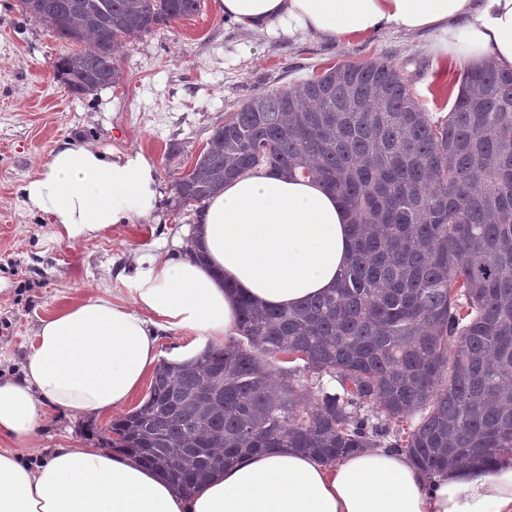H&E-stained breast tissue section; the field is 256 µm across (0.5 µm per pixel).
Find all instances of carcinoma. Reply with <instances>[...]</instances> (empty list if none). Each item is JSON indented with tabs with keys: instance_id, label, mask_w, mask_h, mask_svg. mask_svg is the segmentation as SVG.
<instances>
[{
	"instance_id": "carcinoma-1",
	"label": "carcinoma",
	"mask_w": 512,
	"mask_h": 512,
	"mask_svg": "<svg viewBox=\"0 0 512 512\" xmlns=\"http://www.w3.org/2000/svg\"><path fill=\"white\" fill-rule=\"evenodd\" d=\"M18 3L79 47L52 61L76 97L119 84L123 42L201 9ZM263 165L342 197L354 217L344 279L292 307L242 297L237 336L161 361L144 403L111 425L115 443L184 493L242 455L283 448L332 462L390 437L430 476L512 457V72L466 66L437 120L385 60L256 93L172 180L176 202L199 217L225 181Z\"/></svg>"
}]
</instances>
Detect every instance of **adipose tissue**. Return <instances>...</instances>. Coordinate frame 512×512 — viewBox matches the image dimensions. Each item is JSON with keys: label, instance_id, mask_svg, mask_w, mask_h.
<instances>
[{"label": "adipose tissue", "instance_id": "ef3b65f1", "mask_svg": "<svg viewBox=\"0 0 512 512\" xmlns=\"http://www.w3.org/2000/svg\"><path fill=\"white\" fill-rule=\"evenodd\" d=\"M247 29L283 26L346 42L378 30L441 33L440 50L512 70V0H219ZM30 208L71 244L113 225L150 221L155 166L142 154L61 142L25 185ZM352 216L312 178L259 168L207 203L205 254L139 258L128 299L99 295L42 319L22 377L0 380V437L25 440L49 412L124 409L158 360V330L213 339L233 332L237 296L272 308L322 295L351 258ZM236 292L225 289V282ZM0 512H512V463L431 477L387 448L333 465L295 451L250 454L191 496L137 458L57 448L27 465L0 448Z\"/></svg>", "mask_w": 512, "mask_h": 512}]
</instances>
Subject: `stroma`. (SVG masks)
<instances>
[{"mask_svg": "<svg viewBox=\"0 0 512 512\" xmlns=\"http://www.w3.org/2000/svg\"><path fill=\"white\" fill-rule=\"evenodd\" d=\"M435 40L392 30L347 43L258 33L225 19L217 0H203L198 15L123 43L120 84L78 98L51 67L67 44L23 19L16 0H0V376L21 373L42 319L106 291L126 298L138 257L184 252L193 214L175 204L171 182L191 169L226 112L338 63L386 59L432 117L446 116L465 63L431 50ZM61 141L138 152L155 165L160 196L151 223L56 242L23 188ZM112 422L56 412L17 449L44 458L54 448L106 447Z\"/></svg>", "mask_w": 512, "mask_h": 512, "instance_id": "1", "label": "stroma"}]
</instances>
